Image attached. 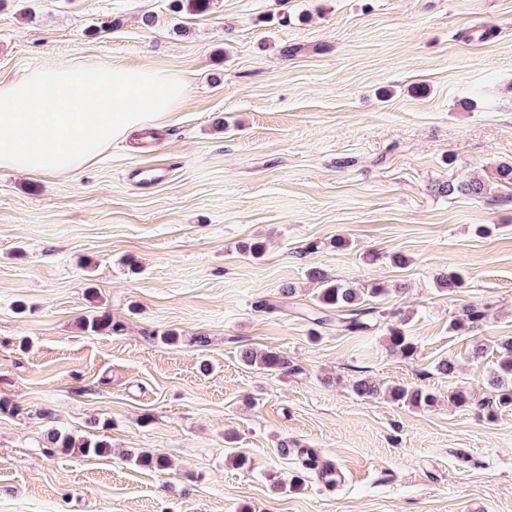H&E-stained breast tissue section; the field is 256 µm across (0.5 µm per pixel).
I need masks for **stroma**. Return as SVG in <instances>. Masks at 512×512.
Wrapping results in <instances>:
<instances>
[{
    "label": "stroma",
    "mask_w": 512,
    "mask_h": 512,
    "mask_svg": "<svg viewBox=\"0 0 512 512\" xmlns=\"http://www.w3.org/2000/svg\"><path fill=\"white\" fill-rule=\"evenodd\" d=\"M171 3L0 0V80L77 60L160 67L190 90L152 140L61 176L0 169V512H512V410L446 399L486 396L512 337V185L495 177L512 162V0ZM149 154L160 182L137 172ZM469 177L483 197L436 191ZM254 241L264 254L241 257ZM450 266L467 280L453 296L435 284ZM313 268L388 287L417 359L388 355L383 321L313 327ZM470 303L486 319L451 331ZM103 312L115 331L82 330ZM247 345L284 352L288 373L244 366ZM360 377L440 401L362 399ZM52 428L112 452L62 454ZM302 448L344 480L273 491L305 472ZM140 451L170 470L136 466Z\"/></svg>",
    "instance_id": "35a3bbf8"
}]
</instances>
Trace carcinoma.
<instances>
[{
    "mask_svg": "<svg viewBox=\"0 0 512 512\" xmlns=\"http://www.w3.org/2000/svg\"><path fill=\"white\" fill-rule=\"evenodd\" d=\"M438 190L440 194L448 197L461 194L479 198L485 194V184L477 178L450 180L439 185ZM311 277L321 283V288L315 296L317 307L313 308L311 317L315 324H325L334 319L336 327L347 334L364 333L373 328L372 314L378 312V308L362 307L364 296L359 289L330 279L317 270L311 272ZM437 286L442 292L453 295L464 288L465 279L457 271H448L437 278ZM484 317V307L479 304L468 305L450 322V329L456 333H463L477 325ZM82 328L92 332L114 330L107 315L84 318ZM386 349L391 357L410 361L415 359L418 346L413 337L407 335L399 324L388 328ZM239 358L242 364L261 374L272 376L288 371V358L272 349L257 350L244 347L240 350ZM487 386L490 396L479 401L478 408L487 418L494 419L498 412L512 408V337L498 344L497 365L490 370ZM352 391L360 398L377 399L382 396L393 403L417 409H428L438 401L437 394L429 389L401 385L384 388L369 377L354 380ZM47 442L51 447L58 448L64 453L82 456H106L111 452L109 444L104 440L58 431L48 433ZM128 459L135 465L149 470L165 471L170 466L165 457L149 452H140L136 455L130 453Z\"/></svg>",
    "mask_w": 512,
    "mask_h": 512,
    "instance_id": "1",
    "label": "carcinoma"
}]
</instances>
